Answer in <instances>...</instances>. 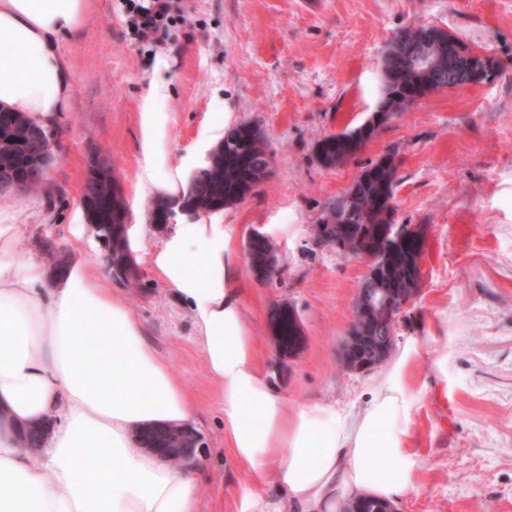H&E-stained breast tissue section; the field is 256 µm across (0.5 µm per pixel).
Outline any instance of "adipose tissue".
Listing matches in <instances>:
<instances>
[{
    "mask_svg": "<svg viewBox=\"0 0 512 512\" xmlns=\"http://www.w3.org/2000/svg\"><path fill=\"white\" fill-rule=\"evenodd\" d=\"M89 15V0H0L1 108L57 126L73 86L61 44ZM141 118L140 180L179 196L158 169L165 116ZM21 232L0 224V512H201L197 467L171 466L136 443L146 427L193 426L182 381L94 257L50 273L43 261L16 256ZM157 264L190 309L227 446L252 481L239 512H336L340 499L361 492L393 498L415 489L414 348L375 379L357 413L325 404L291 413L243 315L223 225H183ZM44 420L41 447L21 448L20 428ZM268 482L275 495L253 492Z\"/></svg>",
    "mask_w": 512,
    "mask_h": 512,
    "instance_id": "adipose-tissue-1",
    "label": "adipose tissue"
}]
</instances>
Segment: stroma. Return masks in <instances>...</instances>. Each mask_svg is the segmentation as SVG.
<instances>
[{"label": "stroma", "mask_w": 512, "mask_h": 512, "mask_svg": "<svg viewBox=\"0 0 512 512\" xmlns=\"http://www.w3.org/2000/svg\"><path fill=\"white\" fill-rule=\"evenodd\" d=\"M161 42L132 39L123 0H90L91 19L62 44L73 69L60 154L48 190L16 193L23 233L15 248L43 258L51 242L69 258L105 249L80 193L99 150L125 196L136 275L108 276L153 347L184 381L204 445L197 451L204 512H238L249 481L224 444L223 413L192 317L156 264L175 225H158L159 200L139 181L142 113L168 116L160 170L190 180L231 124L262 127L273 171L239 203L213 214L237 257L257 228L277 248L272 280L248 269L246 320L287 410L329 403L358 410L373 373L342 369L364 265L312 242L314 227L364 164L394 154L395 221L422 231L420 288L395 330L394 351L413 346L410 432L418 485L394 512H512V0H172ZM435 25L502 63L490 83L423 96L364 150L324 167V137L362 124L381 94V55L399 28ZM165 95L149 98L152 84ZM291 303L305 344L278 364L267 312Z\"/></svg>", "instance_id": "stroma-1"}]
</instances>
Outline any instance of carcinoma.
<instances>
[{"mask_svg":"<svg viewBox=\"0 0 512 512\" xmlns=\"http://www.w3.org/2000/svg\"><path fill=\"white\" fill-rule=\"evenodd\" d=\"M426 29L424 25L403 27L393 33L385 45L383 55L391 53L401 56L418 48L417 32ZM437 63V73L448 78V50L431 47L426 50ZM416 80L415 71L405 65L397 72L384 76L383 86L393 85L388 96H382L378 105L389 115L405 112L416 104L417 90L412 88ZM38 124L23 114L0 109V191L13 189L11 176H22L32 169H49L50 160L45 156H34L28 152V138L37 136ZM375 130L362 132L357 126L338 134L326 136L317 145L319 160L327 167L344 161L355 148V144ZM217 151L205 174L189 181L181 195L192 207L210 212H221L253 193L256 187L271 173L274 155L263 130L250 123L232 125L224 130V136L216 145ZM384 163L372 161L365 165L356 176L347 194L336 200L327 223L332 225V238L370 239L373 230L381 224L393 223L385 218L386 212L381 199L394 195L397 179V163L394 156H382ZM82 202L92 224H123L127 208L121 190L111 186L107 169L99 167L88 179L82 194ZM405 252L386 254L380 258L382 278L390 284L392 298L396 303L409 287L406 282L408 259L421 256V242L405 241ZM268 321L277 324L280 331V349L291 354L301 348L304 333L299 326V316L294 307L284 308L274 304L268 312ZM140 444L144 448H184L185 439L175 434V429H149L142 433ZM391 502L367 494L349 499L342 512H391Z\"/></svg>","mask_w":512,"mask_h":512,"instance_id":"cac0c4a2","label":"carcinoma"}]
</instances>
